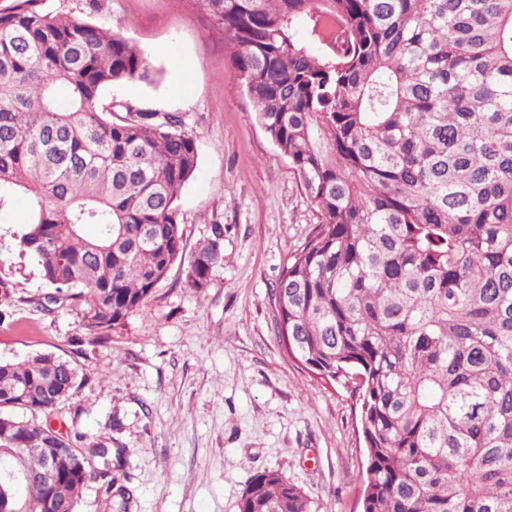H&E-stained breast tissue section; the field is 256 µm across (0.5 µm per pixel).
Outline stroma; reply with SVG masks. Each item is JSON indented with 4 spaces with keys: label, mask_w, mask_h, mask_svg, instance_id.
Wrapping results in <instances>:
<instances>
[{
    "label": "stroma",
    "mask_w": 512,
    "mask_h": 512,
    "mask_svg": "<svg viewBox=\"0 0 512 512\" xmlns=\"http://www.w3.org/2000/svg\"><path fill=\"white\" fill-rule=\"evenodd\" d=\"M120 33L147 53L154 84L107 99L179 117L198 147L178 201L183 259L109 341L88 344L81 309L57 296L14 235L24 199L0 209V361L50 353L84 380L51 424L123 451L130 512H239L249 479L272 470L302 488L310 512H360L366 458L350 390L283 351L271 295L318 217L298 176L256 118L209 31L199 0H45ZM224 228V263L204 293L185 282L198 245Z\"/></svg>",
    "instance_id": "35a3bbf8"
}]
</instances>
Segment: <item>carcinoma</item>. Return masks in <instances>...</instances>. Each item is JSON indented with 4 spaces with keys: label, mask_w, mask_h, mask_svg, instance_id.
Here are the masks:
<instances>
[{
    "label": "carcinoma",
    "mask_w": 512,
    "mask_h": 512,
    "mask_svg": "<svg viewBox=\"0 0 512 512\" xmlns=\"http://www.w3.org/2000/svg\"><path fill=\"white\" fill-rule=\"evenodd\" d=\"M45 0L0 7V208L43 280L104 343L182 258L177 201L198 168L170 113L102 103L149 82L128 38ZM209 28L319 216L273 288L288 355L354 389L366 451L362 512H512V0H201ZM306 27L315 49L299 40ZM123 112L112 120V113ZM224 227L186 283L204 293ZM82 381L70 361H0V508L46 498L48 448L77 463L50 512L118 482L122 449L49 432ZM239 512H310L276 471Z\"/></svg>",
    "instance_id": "obj_1"
}]
</instances>
